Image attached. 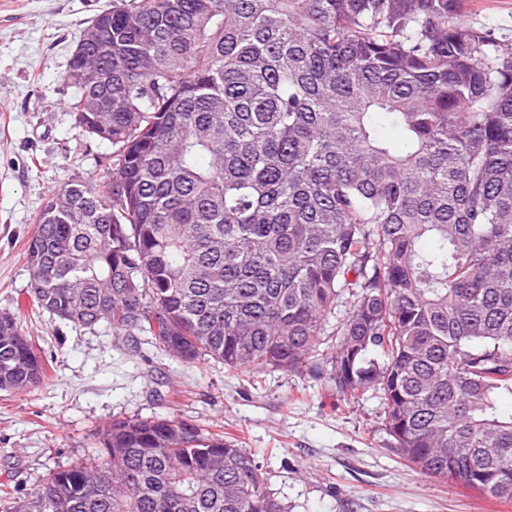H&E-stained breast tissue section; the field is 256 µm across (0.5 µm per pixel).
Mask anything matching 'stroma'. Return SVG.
Segmentation results:
<instances>
[{
	"mask_svg": "<svg viewBox=\"0 0 512 512\" xmlns=\"http://www.w3.org/2000/svg\"><path fill=\"white\" fill-rule=\"evenodd\" d=\"M111 6L0 0V313L19 317L46 368L28 392L0 390V486L29 495L50 470L94 462L112 420L167 417L234 437L289 512H512V502L405 465L372 394L346 408L304 375L266 371L251 383L214 361L133 352L106 325L32 305L23 253L40 212L68 183L106 179L112 146L76 125L67 74L84 29ZM459 19L512 45V0H462Z\"/></svg>",
	"mask_w": 512,
	"mask_h": 512,
	"instance_id": "obj_1",
	"label": "stroma"
}]
</instances>
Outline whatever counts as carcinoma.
Wrapping results in <instances>:
<instances>
[{
  "label": "carcinoma",
  "mask_w": 512,
  "mask_h": 512,
  "mask_svg": "<svg viewBox=\"0 0 512 512\" xmlns=\"http://www.w3.org/2000/svg\"><path fill=\"white\" fill-rule=\"evenodd\" d=\"M458 9L115 0L67 75L112 180L41 211L32 302L182 362L305 374L348 406L372 389L409 466L511 501L512 50ZM44 377L1 313L0 390ZM100 444L8 509L288 512L253 454L189 421L116 420Z\"/></svg>",
  "instance_id": "obj_1"
}]
</instances>
